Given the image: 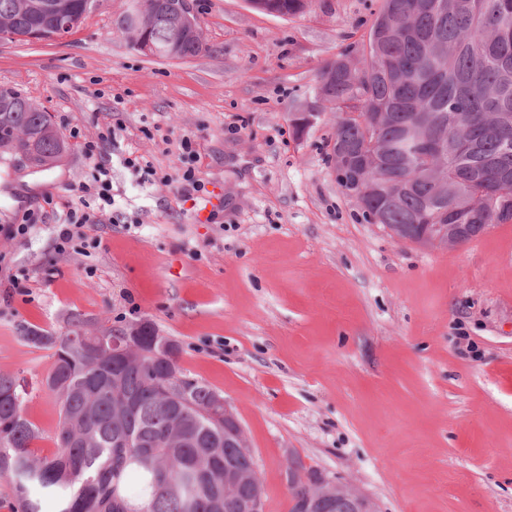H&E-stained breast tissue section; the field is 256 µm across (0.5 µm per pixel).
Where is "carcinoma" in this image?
<instances>
[{
	"label": "carcinoma",
	"mask_w": 512,
	"mask_h": 512,
	"mask_svg": "<svg viewBox=\"0 0 512 512\" xmlns=\"http://www.w3.org/2000/svg\"><path fill=\"white\" fill-rule=\"evenodd\" d=\"M44 0H0V33L53 41L58 18ZM68 35L81 30L97 0H66ZM253 9L279 17L304 12L307 0H251ZM115 26L138 52L170 58L206 50L200 36L179 25L173 0H133ZM0 108V161L17 170L60 166L69 144L51 115L28 97ZM334 133L326 150L336 182L349 189L360 149L379 154L367 179L366 204L384 210L385 223H512V0H381L362 61L353 69L329 62L317 77ZM372 112L385 113L375 130ZM425 130L444 134L448 149L430 163L403 145ZM448 184V219L439 209L437 183ZM23 339L53 350L40 388L58 407L55 450L40 455L42 432L27 415L18 377L0 374V482L11 512H241L255 492L247 480L238 497L224 499V431L204 424L217 391L182 375L189 399L177 405L155 393L161 363L132 355L112 363V336L159 334L148 320L91 329L79 317L55 336L33 326ZM125 395L137 397L131 407Z\"/></svg>",
	"instance_id": "cac0c4a2"
}]
</instances>
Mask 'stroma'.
<instances>
[{
  "label": "stroma",
  "instance_id": "obj_1",
  "mask_svg": "<svg viewBox=\"0 0 512 512\" xmlns=\"http://www.w3.org/2000/svg\"><path fill=\"white\" fill-rule=\"evenodd\" d=\"M195 5L207 50L187 59L125 45L113 24L131 0H104L60 41L0 42V87L79 132L50 173L0 162V225L55 201L25 238L0 234V373L30 386L39 451L53 452L59 423L35 387L53 357L21 326L147 319L235 410L265 512L289 510L290 452L377 512H512V224L458 249L400 243L337 184L329 115L300 136L291 124L319 70L360 49L380 0H308L288 18L247 0ZM115 124V205L86 227L100 245L58 251L74 190L95 175L79 142ZM186 137L223 189V224L180 199ZM131 155L168 182H142Z\"/></svg>",
  "mask_w": 512,
  "mask_h": 512
}]
</instances>
